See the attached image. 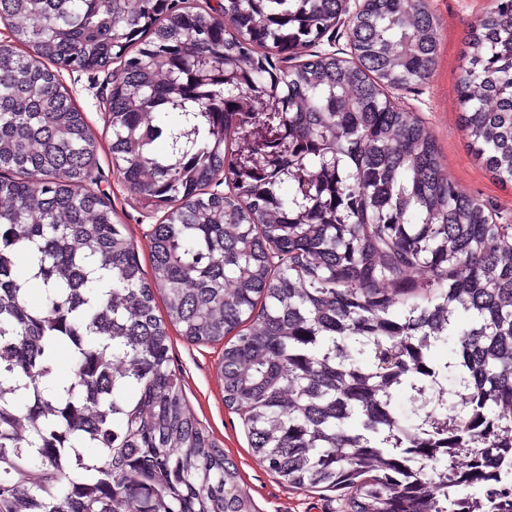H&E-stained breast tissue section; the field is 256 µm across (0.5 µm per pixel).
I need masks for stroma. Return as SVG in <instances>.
<instances>
[{"label":"stroma","mask_w":512,"mask_h":512,"mask_svg":"<svg viewBox=\"0 0 512 512\" xmlns=\"http://www.w3.org/2000/svg\"><path fill=\"white\" fill-rule=\"evenodd\" d=\"M429 4L441 26L432 74L425 84L391 91V100L398 109L413 113L431 133L445 170L459 189L487 204L498 223L512 224V184L494 179L471 156L458 123L455 93L467 27L489 8L491 0H429ZM120 78L121 70L116 65L105 73L67 70L61 73L77 108L97 131L102 130L105 119L98 101L100 86L102 82L113 83ZM99 144L98 187L110 198L117 219L126 224L142 266H149V233L161 214L144 207L118 179L112 167L108 139L100 138ZM170 355L182 379L192 415L237 466L239 487L251 498L256 512H345V505L335 492L290 488L253 455L240 415L224 404L219 376L223 343L194 345L175 331L171 334Z\"/></svg>","instance_id":"stroma-1"}]
</instances>
